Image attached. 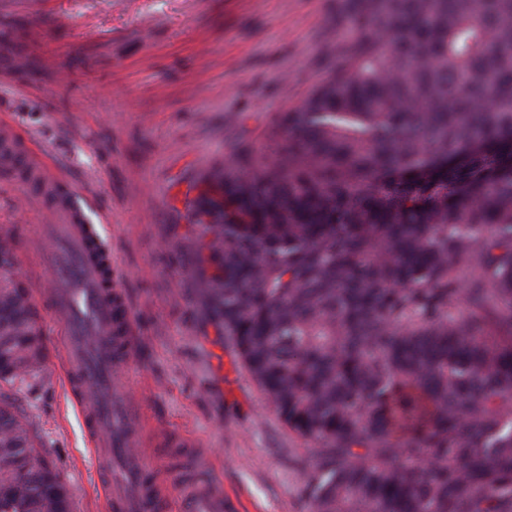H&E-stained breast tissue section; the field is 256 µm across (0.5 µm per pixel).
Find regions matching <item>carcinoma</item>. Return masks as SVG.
<instances>
[{
	"mask_svg": "<svg viewBox=\"0 0 512 512\" xmlns=\"http://www.w3.org/2000/svg\"><path fill=\"white\" fill-rule=\"evenodd\" d=\"M336 74L194 210V277L309 512H512V0H341ZM0 236V512H74L4 392L42 333ZM42 459L39 466L30 459Z\"/></svg>",
	"mask_w": 512,
	"mask_h": 512,
	"instance_id": "carcinoma-1",
	"label": "carcinoma"
}]
</instances>
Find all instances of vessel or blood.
<instances>
[{
	"instance_id": "b4317fda",
	"label": "vessel or blood",
	"mask_w": 512,
	"mask_h": 512,
	"mask_svg": "<svg viewBox=\"0 0 512 512\" xmlns=\"http://www.w3.org/2000/svg\"><path fill=\"white\" fill-rule=\"evenodd\" d=\"M15 142L0 135V160L18 165L23 190L49 191L57 173L38 160L15 161ZM77 189L58 197L37 246L25 256L38 266V287L62 322L59 340L65 379L88 435L105 448L103 477L106 512H168L169 492L155 476V463L139 452L144 415L120 381L136 338L130 312L117 289L112 252L85 224ZM189 482L180 483L182 512H230L231 502L211 490L209 471L193 457Z\"/></svg>"
}]
</instances>
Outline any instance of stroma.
I'll return each instance as SVG.
<instances>
[{
  "label": "stroma",
  "instance_id": "obj_1",
  "mask_svg": "<svg viewBox=\"0 0 512 512\" xmlns=\"http://www.w3.org/2000/svg\"><path fill=\"white\" fill-rule=\"evenodd\" d=\"M336 0H0V121L17 148L86 196L112 248L137 346L123 382L176 471L205 451L237 512H307L297 457L312 441L281 422L201 303L189 272L193 206L233 152L275 157L277 120L329 75ZM41 222L0 167V227ZM47 361L17 404L67 480L75 512H104L99 457L61 377L60 321L39 309Z\"/></svg>",
  "mask_w": 512,
  "mask_h": 512
}]
</instances>
